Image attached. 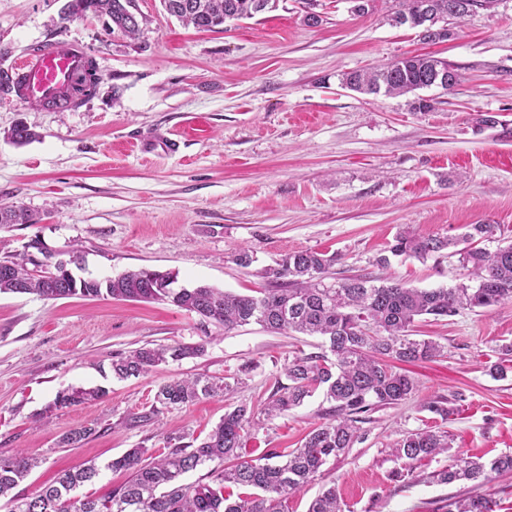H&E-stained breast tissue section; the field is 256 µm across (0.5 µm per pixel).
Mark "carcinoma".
Wrapping results in <instances>:
<instances>
[{
  "label": "carcinoma",
  "mask_w": 512,
  "mask_h": 512,
  "mask_svg": "<svg viewBox=\"0 0 512 512\" xmlns=\"http://www.w3.org/2000/svg\"><path fill=\"white\" fill-rule=\"evenodd\" d=\"M166 12L186 25L203 31L224 28L228 20L252 18L270 9L276 0H162ZM390 16L395 26L421 30L423 40L445 41L452 36L451 21H462L473 10L468 0H397ZM127 0H68L62 19L88 12L108 16L126 36L136 39L141 27L127 14ZM457 69L430 55H410L367 70L342 74V85L352 91L378 95H404L432 87L443 92L459 83ZM101 83L96 62L84 58L79 73L66 88L62 100L76 105L96 94ZM10 138L25 144L39 137L23 123ZM27 209L0 202V226L35 224ZM496 244L495 249L484 247ZM374 265L385 268L390 257L404 256L425 262L454 258L463 271V282L453 287L420 289L369 274L327 282L340 256L306 249L283 255L263 270L269 287L259 296L238 295L197 285L161 288L169 274L139 269L108 281L76 278L69 268L58 267L54 255L39 237L24 251L0 257V293L33 294L43 299L72 296L110 297L115 300L167 301L198 314L205 322L224 327L258 324L273 332L321 336L326 351L299 352L284 367L288 383H274L264 405L267 416L283 415L320 390L331 407L326 422L313 429L297 448H270L257 459L241 453L244 436L255 424L254 407L229 404L224 417L204 438L178 436V444L164 452L131 448L112 460L109 467L130 472L129 480L101 496L76 494L99 475L95 465L64 471L51 485L34 496L11 494L38 467L40 459L23 450L0 456V509L3 512H288L287 501L322 477V467L349 451L362 439L364 414L396 406L418 391V383L402 365L443 355L444 347L433 339H417L416 321L450 320L465 311L489 309L512 302V237L499 224H472L461 236L424 237L401 228ZM201 344L143 346L112 361L120 378L138 377L152 369L203 352ZM248 364L224 371V377H184L161 384L148 409L133 417L152 419L165 410L182 408L201 397L228 394L246 385ZM99 388L71 387L59 392L51 407L66 408L96 400ZM422 409L438 416L440 424L416 429L392 447L404 469L413 474L422 463L450 448L451 439L442 424L450 410L442 401H429ZM189 442H184V439ZM209 462L206 481L183 482V476ZM512 473V455L482 462L459 456L431 478L439 484L487 481L491 474ZM250 490L244 499L230 500L227 486ZM445 512H501L502 502L487 496H453ZM307 512H351L336 486L322 490Z\"/></svg>",
  "instance_id": "obj_1"
}]
</instances>
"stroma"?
I'll use <instances>...</instances> for the list:
<instances>
[{
    "instance_id": "35a3bbf8",
    "label": "stroma",
    "mask_w": 512,
    "mask_h": 512,
    "mask_svg": "<svg viewBox=\"0 0 512 512\" xmlns=\"http://www.w3.org/2000/svg\"><path fill=\"white\" fill-rule=\"evenodd\" d=\"M67 0H0V67L15 69L46 43L78 45L97 62L98 93L76 107L46 110L0 95V200L41 215L37 224L0 228L6 251L34 237L53 250L79 246L83 275L100 279L147 268L176 273L179 284L255 295L260 275L281 255L305 249L339 254L337 277L372 269L396 231L457 236L472 224L512 228V0H498L425 44L418 32L389 24L393 0H318L316 25L303 0L199 31L167 15L161 0H135L146 19L138 39L110 30L107 17L62 20ZM433 53L457 67L452 92L424 90L428 112L407 97L366 96L344 88L341 73ZM492 115L496 126L477 128ZM38 132L18 146L17 123ZM243 248L254 261L233 259ZM384 276L414 288L452 287L455 260L394 257ZM419 336L443 357L410 364L419 391L379 408L364 437L329 462L322 481L290 499L307 512L322 486H335L353 512H438L445 498L468 493L512 503V475L489 482H430L462 452L490 461L512 455V372L488 373L494 349L512 342V302L448 322H417ZM203 344L202 354L128 379L115 356L144 345ZM320 338L275 334L257 324L224 332L195 313L163 302L0 294V454L22 449L43 462L15 489L31 496L63 469L95 464L85 485L101 495L128 475L112 459L139 446L163 449L171 437L207 432L228 404H257L295 353L318 351ZM251 362L246 389L201 399L129 426L159 385ZM70 387L102 389L96 401L53 408ZM454 408L446 428L452 450L404 474L392 446L431 425L422 405ZM322 394L281 417L262 418L245 440L251 457L298 447L325 420ZM89 427L81 447L61 446Z\"/></svg>"
}]
</instances>
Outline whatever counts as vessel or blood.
<instances>
[{
	"instance_id": "b4317fda",
	"label": "vessel or blood",
	"mask_w": 512,
	"mask_h": 512,
	"mask_svg": "<svg viewBox=\"0 0 512 512\" xmlns=\"http://www.w3.org/2000/svg\"><path fill=\"white\" fill-rule=\"evenodd\" d=\"M83 54L78 46L64 51L44 47L31 53L17 66L22 97L41 103L57 100L77 72Z\"/></svg>"
}]
</instances>
